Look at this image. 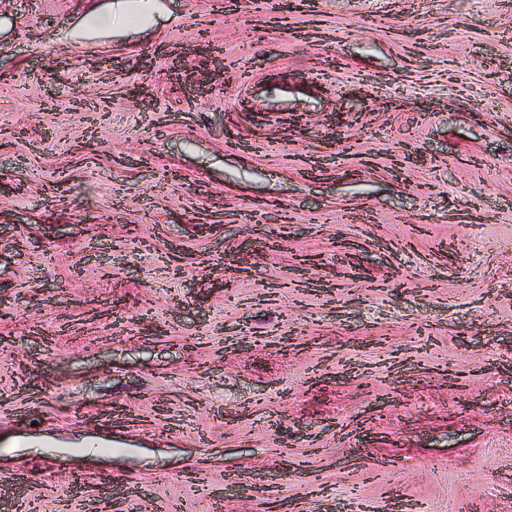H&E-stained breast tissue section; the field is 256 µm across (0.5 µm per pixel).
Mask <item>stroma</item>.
<instances>
[{
	"label": "stroma",
	"mask_w": 512,
	"mask_h": 512,
	"mask_svg": "<svg viewBox=\"0 0 512 512\" xmlns=\"http://www.w3.org/2000/svg\"><path fill=\"white\" fill-rule=\"evenodd\" d=\"M110 3L0 0V500L512 512V0ZM140 0L131 1V0H116V2L112 3V11L111 14L107 16H98L92 20V25L99 26L106 23L107 17L111 16V19H138L141 17V13L145 14L140 5Z\"/></svg>",
	"instance_id": "1"
}]
</instances>
